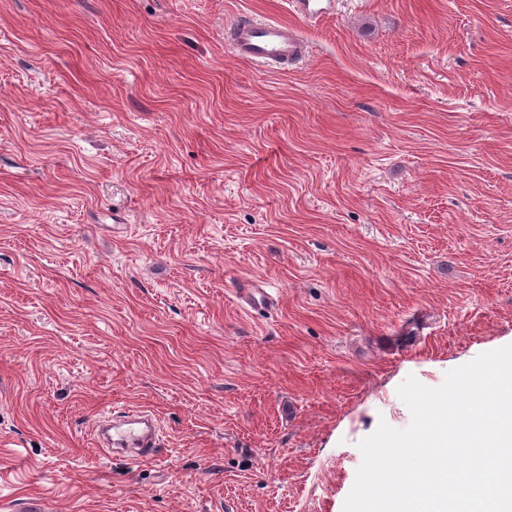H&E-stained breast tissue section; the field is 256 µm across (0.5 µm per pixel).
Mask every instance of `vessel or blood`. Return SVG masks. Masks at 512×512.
<instances>
[{
  "label": "vessel or blood",
  "mask_w": 512,
  "mask_h": 512,
  "mask_svg": "<svg viewBox=\"0 0 512 512\" xmlns=\"http://www.w3.org/2000/svg\"><path fill=\"white\" fill-rule=\"evenodd\" d=\"M303 18L313 20L331 13V4L319 0H289ZM235 55L267 64L300 58L304 43L297 29L273 20H251L237 25L230 34ZM99 439L108 452L136 451L147 457L159 446V430L150 415L142 411H118L99 420Z\"/></svg>",
  "instance_id": "1"
}]
</instances>
